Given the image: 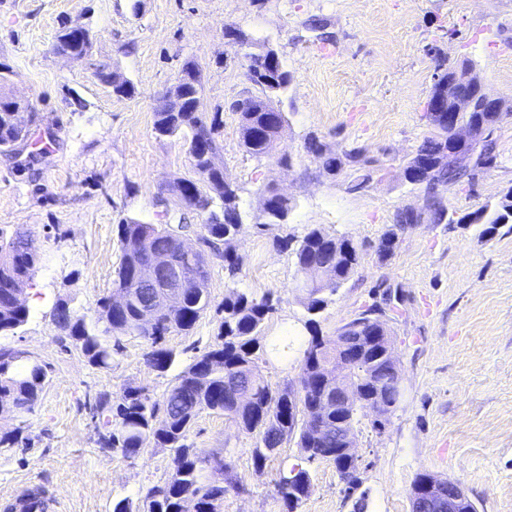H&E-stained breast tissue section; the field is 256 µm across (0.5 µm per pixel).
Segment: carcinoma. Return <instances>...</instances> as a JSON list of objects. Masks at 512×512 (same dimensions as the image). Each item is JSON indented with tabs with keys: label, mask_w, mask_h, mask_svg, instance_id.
I'll return each mask as SVG.
<instances>
[{
	"label": "carcinoma",
	"mask_w": 512,
	"mask_h": 512,
	"mask_svg": "<svg viewBox=\"0 0 512 512\" xmlns=\"http://www.w3.org/2000/svg\"><path fill=\"white\" fill-rule=\"evenodd\" d=\"M84 45L83 38L75 31H60L57 49L78 50ZM248 110L239 113V139L243 150L260 160L275 155L279 141V127L286 122L283 113H277V121H267L269 100L260 95L246 96ZM14 102L0 95V152H8L15 142H23L27 132L14 121L10 112ZM434 133L425 138L419 153L409 161V168H422L426 160L432 167L422 173L426 186L433 189L440 185H454L471 179V172L462 160L438 162L443 142L448 140V126L436 118L428 117ZM223 126L221 112L209 115L203 112H173L168 103H162L154 112V130L160 136L181 135L186 139L188 153L198 178L175 179L170 192L180 204L200 213L208 214L200 224L202 244L212 254L224 260L230 280H235L238 265L221 249L225 234L239 232L241 216L237 194L233 184L224 176V164L218 162L221 149L220 129ZM308 149L323 158L327 173L336 174L341 159L326 153L324 145L315 139L308 141ZM222 204V214L211 210L215 201ZM480 224H487L490 233L501 224H512V191L493 208L482 207L475 212ZM187 228L185 224H140L126 222L118 225L121 243V261L112 285L127 289V301L121 308L112 307L111 300L103 299L92 317L79 315L62 302L55 307V318L60 328L81 343L89 361L100 367L112 364V335L129 334L143 337L150 344L147 362L159 371H165L174 363L173 352L164 347L166 336L172 332H190L201 313L209 307L207 295L196 289L187 290L183 305L163 314L151 327L140 324L142 299L139 292V264L155 250L171 247L173 234ZM40 256L31 246L28 235L17 229L0 228V334L21 327L28 318L29 310L13 301L15 289L31 280L38 270ZM358 261L356 247L347 239H336L319 229L309 230L295 250L297 269L315 263L337 276L344 283L354 271ZM336 283L315 282L304 289L301 296L311 314L327 303L336 293ZM274 310L272 299L264 296L256 299L244 292L230 291L224 297V318L220 325L218 342L182 370L171 389L159 403L138 388L128 387L121 392L99 398L96 404L99 416L97 429L99 444L103 448L119 450L127 458L138 456L149 445L167 448L171 452L172 472L162 485L151 487L145 496L147 512H179L183 498L191 495L196 499L197 512H219L227 487L224 473L229 464L216 461L215 457H202L186 444L191 425L200 413L208 409L220 412L240 430L257 434L259 445L253 449L256 466H262L286 440H296L303 448H335L336 417L328 418L326 432L311 443L305 426V413L317 401L320 389L316 386V368L301 365L299 386L304 396H292L288 388L274 390L261 378L252 387L254 401L240 406L234 399L235 389L246 383L253 372V354L256 335L266 316ZM375 329L367 317L358 318L346 327L348 336H368ZM23 351L0 348V411L20 407L30 414L47 379L43 365L34 366L21 359ZM382 380L381 394L388 405L397 403L391 391L394 375L383 364L374 367ZM164 418L156 422L158 410ZM310 482L309 471L294 464L279 474L276 483L278 493L287 512L299 505L304 486Z\"/></svg>",
	"instance_id": "cac0c4a2"
}]
</instances>
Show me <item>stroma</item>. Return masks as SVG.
<instances>
[{
	"mask_svg": "<svg viewBox=\"0 0 512 512\" xmlns=\"http://www.w3.org/2000/svg\"><path fill=\"white\" fill-rule=\"evenodd\" d=\"M65 23L92 32L87 57L55 52ZM228 28L250 52L274 50L290 74L288 88L270 96L286 117V162L257 160L239 144L229 105L252 88L250 61L226 39ZM189 61L201 73L200 111L224 121L221 159L242 219L228 247L239 272L229 278L223 260L210 258V306L189 334L167 336L168 371L148 365L145 339L121 334L111 367H98L54 309L64 301L89 316L113 296L118 224L183 220L192 226L187 242L197 241L200 215L168 190L194 175L187 146L153 129L155 108ZM0 63L10 68L0 93L35 110L27 142L0 153V227L26 230L40 256L24 286L28 320L0 346L48 370L26 423L0 414V435L24 429L22 443L0 447V505L40 489L48 512H112L122 499L141 512L148 489L170 473V453L148 447L128 459L100 447L94 408L127 387L163 399L214 346L232 282L273 297L255 354V372L272 388L297 386L311 333L333 338L370 308L392 339L403 396L384 430L367 417L357 424L356 487L334 462L315 461L297 512H411L423 473L459 484L476 512H512V227L485 237L462 221L512 190V0H0ZM464 63L507 111L492 136L497 163L431 193L409 184L404 168L432 131L425 111L438 68ZM100 68L130 80L133 93L115 95ZM313 137L339 157L361 150L365 161L329 175L307 148ZM269 185L291 202L286 223H262ZM434 196L448 215L437 224L426 216ZM404 212L419 223L397 231L394 251L381 255ZM313 228L351 240L358 263L312 317L295 290L293 251L278 241ZM283 336L292 344L279 354L272 345ZM258 441L213 411L195 418L189 444L202 456L225 453L229 480L242 485L228 490L221 512H284L278 471L299 450L285 442L259 467Z\"/></svg>",
	"mask_w": 512,
	"mask_h": 512,
	"instance_id": "35a3bbf8",
	"label": "stroma"
}]
</instances>
